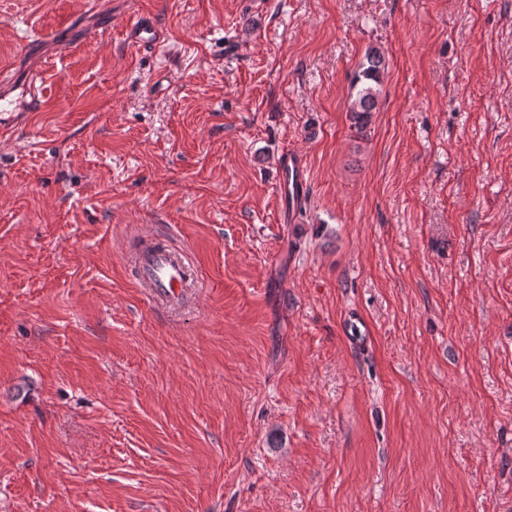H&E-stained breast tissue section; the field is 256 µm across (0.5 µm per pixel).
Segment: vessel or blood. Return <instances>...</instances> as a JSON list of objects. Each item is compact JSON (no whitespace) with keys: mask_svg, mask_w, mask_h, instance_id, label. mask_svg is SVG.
<instances>
[{"mask_svg":"<svg viewBox=\"0 0 512 512\" xmlns=\"http://www.w3.org/2000/svg\"><path fill=\"white\" fill-rule=\"evenodd\" d=\"M125 35L128 45L136 49L156 47L163 38L160 28L149 17L128 25ZM280 171L285 197L292 200L304 193V160L300 153L291 151L283 154ZM134 266L143 287L156 300L175 307L187 299L193 282L183 252L169 247L161 239L148 237L142 241Z\"/></svg>","mask_w":512,"mask_h":512,"instance_id":"obj_1","label":"vessel or blood"}]
</instances>
